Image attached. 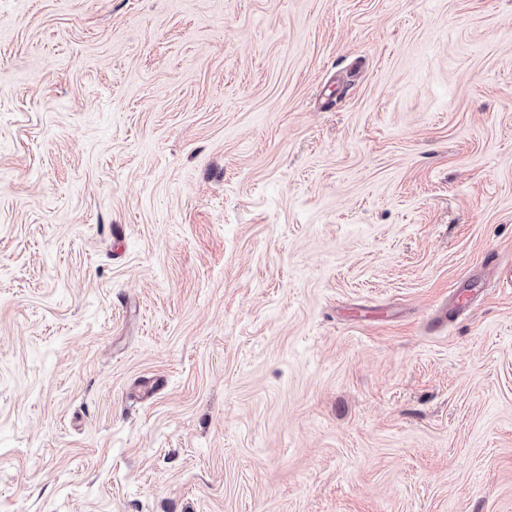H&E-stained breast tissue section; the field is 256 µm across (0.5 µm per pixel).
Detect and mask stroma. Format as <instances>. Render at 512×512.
I'll return each instance as SVG.
<instances>
[{
	"label": "stroma",
	"instance_id": "stroma-1",
	"mask_svg": "<svg viewBox=\"0 0 512 512\" xmlns=\"http://www.w3.org/2000/svg\"><path fill=\"white\" fill-rule=\"evenodd\" d=\"M491 258L512 0H0V512H512Z\"/></svg>",
	"mask_w": 512,
	"mask_h": 512
}]
</instances>
